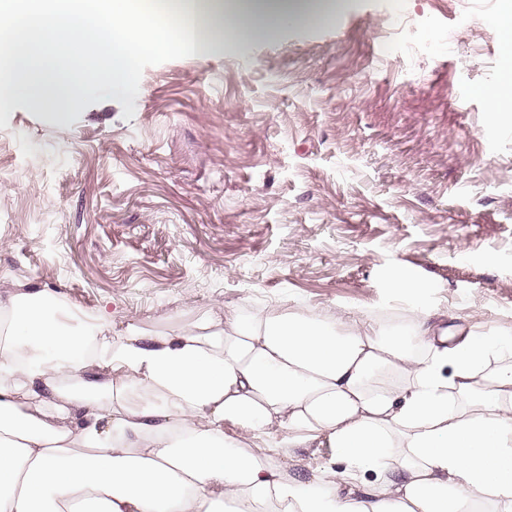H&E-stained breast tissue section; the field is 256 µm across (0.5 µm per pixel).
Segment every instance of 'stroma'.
<instances>
[{
	"instance_id": "obj_1",
	"label": "stroma",
	"mask_w": 512,
	"mask_h": 512,
	"mask_svg": "<svg viewBox=\"0 0 512 512\" xmlns=\"http://www.w3.org/2000/svg\"><path fill=\"white\" fill-rule=\"evenodd\" d=\"M503 5L349 0L145 54L61 121L0 104V285L155 329L226 306L512 333V115L484 94L512 70Z\"/></svg>"
}]
</instances>
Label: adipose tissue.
<instances>
[{"label":"adipose tissue","mask_w":512,"mask_h":512,"mask_svg":"<svg viewBox=\"0 0 512 512\" xmlns=\"http://www.w3.org/2000/svg\"><path fill=\"white\" fill-rule=\"evenodd\" d=\"M23 2L0 0V103L56 110L126 94L143 54L327 23L346 5L180 0L174 23L81 0L40 27ZM67 317L54 295L0 292V512H512L511 335L288 310L157 331ZM275 426L283 455L328 460L274 470Z\"/></svg>","instance_id":"adipose-tissue-1"}]
</instances>
